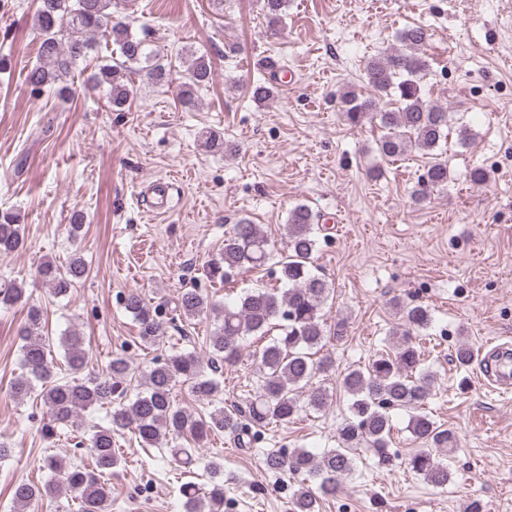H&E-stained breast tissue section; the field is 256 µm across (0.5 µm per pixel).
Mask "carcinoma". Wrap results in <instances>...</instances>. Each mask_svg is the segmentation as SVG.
<instances>
[{
	"label": "carcinoma",
	"mask_w": 512,
	"mask_h": 512,
	"mask_svg": "<svg viewBox=\"0 0 512 512\" xmlns=\"http://www.w3.org/2000/svg\"><path fill=\"white\" fill-rule=\"evenodd\" d=\"M35 2L34 26L40 37L41 62L26 74L32 91L39 93L54 86L60 97H69L72 89L66 78L93 50L94 37L100 32L112 35L119 57L101 65L89 80L99 86L109 85L108 107L112 111L123 112L128 107L133 97L132 76L144 72L160 85L171 78L173 58L161 56L146 37L132 32V20L112 21V9L120 5L118 0ZM286 4L287 0H263V10L271 23L279 22ZM426 40L427 32L422 27L407 28L398 37L405 50L374 56L366 64L370 86L382 95H395L400 103L397 109L382 111L375 100L361 99L354 93L343 99L342 115L348 124L359 126L366 120H377L387 130L377 143L383 157H399L412 144L432 156L449 136L448 112L428 103L421 94L420 79L427 63L409 53ZM212 74L205 55L193 58L180 72V99L192 102L195 93L209 85ZM447 182V165L436 159L429 163L412 198L423 201L431 189ZM285 229L286 255L276 262V274L285 287L255 288L231 304L213 301L195 288L182 290L175 307L177 316H212L217 321L210 337L211 355L204 359L184 350L154 361L153 366L140 372L137 383L142 391L133 399L127 397V388L123 387L130 366L122 356L112 359L104 377H78L87 352L83 337L73 330L59 337V346L64 364L74 376L52 381L58 360L49 339L41 334L43 310L29 303L23 285L11 279L0 281V307L28 305L27 323L21 330L24 372L11 383V396L22 401L41 386L40 395L49 416L43 430L48 436L88 409H107L111 416V425L97 428L89 438L91 467L72 466L57 456L45 458L43 467L51 473L50 480L40 485L15 484V512H25L35 501L55 499L68 492L77 494L80 512H105L111 491L103 477L111 474L119 462L114 437L125 430L132 431L144 448L173 445L175 460L188 466L192 454L177 445L180 440L189 438L198 445L212 432L224 430L236 433L238 446L245 447L253 437L239 421L242 415L250 425L266 428L291 423L303 410L318 412L325 408L328 392L309 386L316 373L328 371L332 364L329 356L313 360L330 340L323 313L329 286L312 271L319 225L307 206L297 205L288 212ZM26 247L18 215L1 212L0 256L13 255ZM275 255V246L261 226L242 218L224 236V247L208 262L205 275L213 282L227 284L246 271L264 266ZM87 275V264L78 253L64 265L48 260L38 268L39 278L51 287L56 298L66 296ZM123 306L137 324L140 343L156 344L163 335L158 309L133 290L124 296ZM399 313L402 323L392 332L395 341L389 350L377 354L366 366L349 370L342 380L348 415L336 429L338 447L319 455L303 448L290 452L270 448L263 452L268 470L302 477L293 492L294 512H319V501L335 496L343 480L353 474L361 448L377 458L378 466L391 465L396 454L390 451L389 437L392 411L397 409L410 413L407 428L414 439L425 444L406 459V466L436 488L448 486L450 466L438 455L450 456L457 448V439L422 410L434 388L435 374L425 366L423 354L413 341L432 324V312L423 305H402ZM273 330L279 334L257 354L256 389L246 410L225 407L220 399L224 394L222 365L239 360L248 337L262 338ZM180 383L188 385L197 398L213 404L208 416L197 417L174 403L172 392ZM207 472L209 492L200 494L194 483L180 488L186 512H224V465L212 461Z\"/></svg>",
	"instance_id": "carcinoma-1"
}]
</instances>
